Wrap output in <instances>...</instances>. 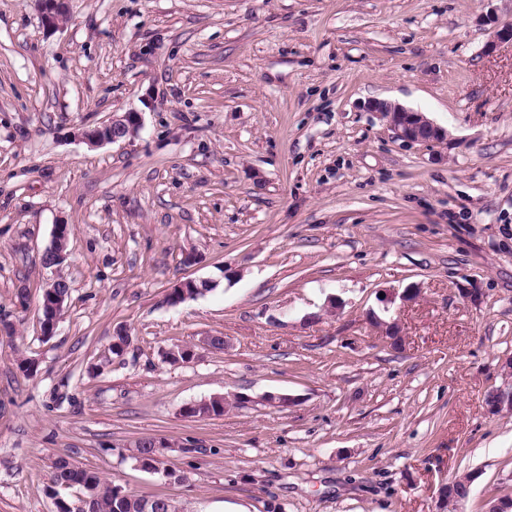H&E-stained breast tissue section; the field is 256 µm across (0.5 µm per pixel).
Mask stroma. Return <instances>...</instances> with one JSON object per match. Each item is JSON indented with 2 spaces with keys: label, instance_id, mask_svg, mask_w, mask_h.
<instances>
[{
  "label": "stroma",
  "instance_id": "1",
  "mask_svg": "<svg viewBox=\"0 0 512 512\" xmlns=\"http://www.w3.org/2000/svg\"><path fill=\"white\" fill-rule=\"evenodd\" d=\"M66 10L50 29L0 0V512H55L61 455L182 512H436L463 478L460 512L512 497V412L485 403L512 388V44L488 47L512 0ZM374 100L447 142L398 140ZM126 112L134 137L79 138ZM190 279L208 291L170 303ZM215 395L244 402L184 416ZM144 439L172 477L138 466Z\"/></svg>",
  "mask_w": 512,
  "mask_h": 512
}]
</instances>
